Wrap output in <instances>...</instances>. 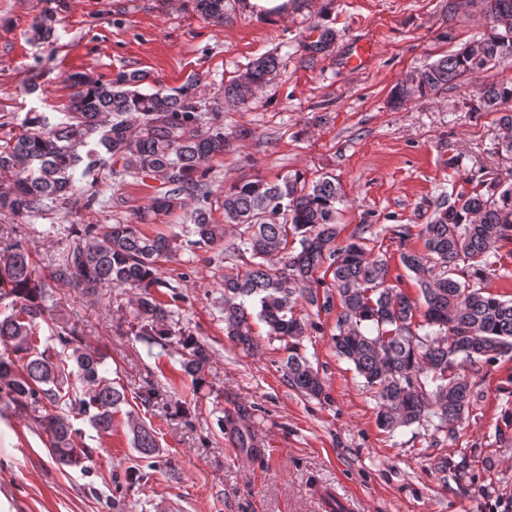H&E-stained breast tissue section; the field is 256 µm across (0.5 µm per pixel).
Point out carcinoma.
I'll return each mask as SVG.
<instances>
[{"mask_svg":"<svg viewBox=\"0 0 512 512\" xmlns=\"http://www.w3.org/2000/svg\"><path fill=\"white\" fill-rule=\"evenodd\" d=\"M486 20V32L460 50L417 71V85L398 84L395 105L453 87L466 76L481 75L512 60V0H465ZM208 22L224 25L229 0H195ZM317 38L303 37L299 48L313 57L329 51L330 29ZM280 61L261 56L224 85L222 100L204 108L197 100L200 79L179 87L143 92L150 75L120 69L114 75H70L66 113L58 123L46 116L30 120L19 135L0 142V174L12 181L0 187V213L34 217L50 210L99 202L96 192L77 185L96 170L103 175L149 178L163 188L139 214L140 222L181 211L192 227L185 246L206 248L228 260L224 267V335L249 352L257 347L254 325L266 335L287 338L288 381L296 390L320 397L324 384L298 352L308 335V321L298 307L328 310L339 305L334 348L354 366L377 402V424L393 432L429 416L453 433L468 415L473 397L472 373L481 363L512 360V299L482 287L493 271L492 258L512 242V170L496 175L489 190L450 194L439 203L420 235L424 251L400 256L419 290L414 299L392 284L386 255L375 254L363 233L337 242L344 193L333 176L306 183L286 175L275 181L256 179L224 188V223H216L207 201L208 163L224 154L228 136L220 113L246 105L254 93L274 80ZM471 110L500 113L501 150L512 154V80L478 88ZM234 241L226 243V227ZM68 244L54 264L53 281L94 295L102 288L136 290L132 305L135 335L149 345L178 337L182 371L196 384L210 359L207 343L172 326L174 310L160 302L158 263L175 257L180 237L153 236L135 224H84L67 235ZM243 264H238V261ZM330 273L331 288L320 273ZM12 298L0 317V393L28 415L49 438L61 465L79 466L90 450L70 413L88 417L99 433L112 429V410L127 403L124 389L99 374L106 355L89 349L81 331L63 321L48 305L49 286L34 275L31 249L18 227L0 248V297ZM50 335L40 336L41 324ZM429 331L420 335L423 328ZM245 415L231 414L243 448L254 447L243 427ZM134 447L143 455L158 448L156 432L129 417Z\"/></svg>","mask_w":512,"mask_h":512,"instance_id":"cac0c4a2","label":"carcinoma"}]
</instances>
